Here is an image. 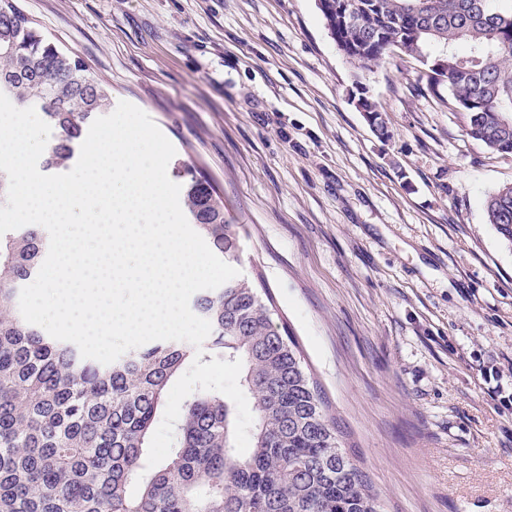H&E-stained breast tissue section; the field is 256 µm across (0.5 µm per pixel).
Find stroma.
<instances>
[{
    "instance_id": "35a3bbf8",
    "label": "stroma",
    "mask_w": 512,
    "mask_h": 512,
    "mask_svg": "<svg viewBox=\"0 0 512 512\" xmlns=\"http://www.w3.org/2000/svg\"><path fill=\"white\" fill-rule=\"evenodd\" d=\"M15 4L219 188L235 268L270 290L382 512H512V247L485 213L512 154L419 91V60L357 72L316 0ZM362 89V90H361ZM359 93L358 100L361 103V107L364 111V116L372 127V129L381 137L388 134V126L386 118L378 102L368 97L367 92L361 86L357 89ZM361 91V92H359Z\"/></svg>"
}]
</instances>
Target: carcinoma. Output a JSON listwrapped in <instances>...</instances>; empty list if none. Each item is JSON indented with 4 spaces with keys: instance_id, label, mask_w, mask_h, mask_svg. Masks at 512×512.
<instances>
[{
    "instance_id": "1",
    "label": "carcinoma",
    "mask_w": 512,
    "mask_h": 512,
    "mask_svg": "<svg viewBox=\"0 0 512 512\" xmlns=\"http://www.w3.org/2000/svg\"><path fill=\"white\" fill-rule=\"evenodd\" d=\"M490 2L317 0V7L357 68L402 48L425 66L419 80L427 89L446 86L467 112L469 137L512 153V13ZM355 84L367 122L387 135L381 106ZM0 93L61 131L45 151L47 168L66 166L86 127L111 105L85 66L38 33L14 0H0ZM173 172L188 222L215 253L235 259L238 225L224 214V198L179 158ZM485 210L511 246L512 187L490 195ZM48 247L34 224L0 236V512H381L300 346L276 323L272 295L245 279L200 292L193 309L212 326L201 361H242L253 447L235 450L233 402L200 390L183 406L168 459L146 469L166 388L196 350L162 341L103 365L41 335L18 301Z\"/></svg>"
}]
</instances>
